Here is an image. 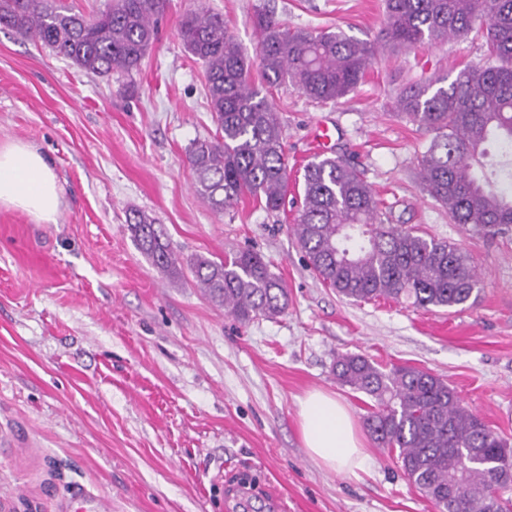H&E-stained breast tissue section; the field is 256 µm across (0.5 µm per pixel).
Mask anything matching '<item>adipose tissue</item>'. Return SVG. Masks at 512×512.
<instances>
[{"instance_id": "obj_1", "label": "adipose tissue", "mask_w": 512, "mask_h": 512, "mask_svg": "<svg viewBox=\"0 0 512 512\" xmlns=\"http://www.w3.org/2000/svg\"><path fill=\"white\" fill-rule=\"evenodd\" d=\"M0 204L52 223L61 192L50 161L24 144L0 148ZM299 428L305 448L318 464L352 473L363 468L366 455L346 408L320 391L299 402Z\"/></svg>"}]
</instances>
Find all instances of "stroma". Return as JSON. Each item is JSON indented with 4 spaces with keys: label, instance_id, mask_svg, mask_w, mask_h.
Listing matches in <instances>:
<instances>
[{
    "label": "stroma",
    "instance_id": "stroma-1",
    "mask_svg": "<svg viewBox=\"0 0 512 512\" xmlns=\"http://www.w3.org/2000/svg\"><path fill=\"white\" fill-rule=\"evenodd\" d=\"M266 4L289 27L363 41L385 23L384 0H170L154 47L126 78L88 76L0 29V147L44 153L62 191L53 224L0 206V505L9 512H438L371 437L353 475L310 457L298 424L308 391L336 395L359 427L370 411V398L333 375L346 353L429 370L512 442V232L489 238L453 223L416 175L431 133L395 114L409 81L451 80L480 62L483 38L380 50L337 104L275 89L287 203L269 213L245 197L218 213L187 162L217 125L204 68L178 30L186 13L222 14L256 83L252 18ZM320 123L331 131L328 156L355 164L390 223L468 253L481 288L473 305L352 302L322 284L291 233ZM136 212L161 224L183 261L258 252L288 289L286 312L238 323L191 274L152 265L127 223Z\"/></svg>",
    "mask_w": 512,
    "mask_h": 512
}]
</instances>
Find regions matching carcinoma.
I'll use <instances>...</instances> for the list:
<instances>
[{"mask_svg": "<svg viewBox=\"0 0 512 512\" xmlns=\"http://www.w3.org/2000/svg\"><path fill=\"white\" fill-rule=\"evenodd\" d=\"M167 0H112L92 17L59 0H0V28L70 60L89 76L137 69L157 35ZM380 40L394 49L466 37L482 27L486 59L467 64L446 87L413 83L396 98L398 114L433 134L418 179L453 222L495 237L512 228V159L479 177L483 145L512 146V0H386ZM262 81L292 84L317 103H338L364 80L374 50L341 31L289 28L261 8ZM179 39L205 68L206 94L221 136L196 140L187 160L199 197L214 211L249 195L270 213L285 206L284 126L269 96L248 79L224 18L187 13ZM304 193L291 231L322 283L353 301L409 300L417 308L465 307L480 292L468 254L402 224L350 163L316 158L304 167ZM139 249L157 267L180 273L179 259L155 220L133 216ZM195 285L239 323L288 308V290L262 255L238 250L218 263H190ZM338 383L368 396L366 428L377 447L397 452L401 468L438 512H512L500 480L512 476V444L471 410L440 377L413 366L383 367L362 355L336 358Z\"/></svg>", "mask_w": 512, "mask_h": 512, "instance_id": "1", "label": "carcinoma"}]
</instances>
